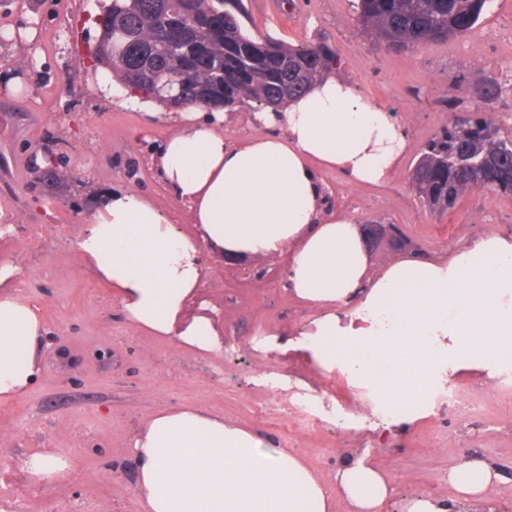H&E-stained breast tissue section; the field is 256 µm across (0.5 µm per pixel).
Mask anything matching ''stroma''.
I'll return each mask as SVG.
<instances>
[{"label":"stroma","mask_w":512,"mask_h":512,"mask_svg":"<svg viewBox=\"0 0 512 512\" xmlns=\"http://www.w3.org/2000/svg\"><path fill=\"white\" fill-rule=\"evenodd\" d=\"M255 37L292 44L326 40L342 75L365 99L394 113L409 150L384 185H353L331 171L320 176L336 209L366 224H397L422 257L452 256L489 237L512 242V197L475 190L443 216L422 208L410 186L421 146L451 117L441 101L457 76L512 75V56L490 34L512 25V0H491L480 26L448 43L406 52L363 39L351 0H285L276 18L260 0H245ZM98 0H0V77H21L17 95L0 90V259L20 268L14 289L38 303L44 324L36 382L0 403V467L6 471L0 512H141L134 435L161 410L195 407L288 449L325 479L366 456L394 492L381 512H404L410 498L451 500L449 472L465 459L512 466V396L500 395L490 362L458 359L452 381L484 398L466 418L424 413L378 418L368 389L336 364H320L314 324L322 308L289 295L286 257L254 255L227 265L209 247L198 256L208 275L197 301L211 308L231 355L181 345L175 337L131 328L111 286L85 262L78 241L100 190L150 198L183 234L199 231L155 167L129 177L134 164L169 135V125L121 108L91 80ZM33 26L38 39L15 48L7 32ZM54 153L49 168L38 159ZM265 278H256L258 270ZM306 396L334 403L322 428L290 429L274 415L279 401ZM269 415H261V408ZM52 452L65 469L43 477L25 466Z\"/></svg>","instance_id":"obj_1"}]
</instances>
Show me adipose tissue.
<instances>
[{"instance_id": "1", "label": "adipose tissue", "mask_w": 512, "mask_h": 512, "mask_svg": "<svg viewBox=\"0 0 512 512\" xmlns=\"http://www.w3.org/2000/svg\"><path fill=\"white\" fill-rule=\"evenodd\" d=\"M122 105L173 122L155 162L162 180L189 207L204 240L230 252L287 256L293 296L355 308L316 323L322 355L367 384L378 403L425 397L438 371L466 352L512 349V244L490 238L450 261L416 257L370 273L358 218L324 205L317 169L352 184L388 182L407 138L390 112L332 75L280 111L254 115L257 133L228 145L227 113L190 105L164 111L133 90L116 89ZM79 247L96 274L120 295L138 329L178 336L183 345L220 352L205 316L176 322L203 272L199 241L179 232L139 194L115 191L97 200ZM19 268L0 261V401L35 382L43 333L39 308L13 289ZM142 512H331L343 495L354 512H376L390 482L365 459L325 482L283 448L191 407L155 413L135 434ZM497 469L476 460L448 475L465 512L491 507Z\"/></svg>"}]
</instances>
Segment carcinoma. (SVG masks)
<instances>
[{
	"mask_svg": "<svg viewBox=\"0 0 512 512\" xmlns=\"http://www.w3.org/2000/svg\"><path fill=\"white\" fill-rule=\"evenodd\" d=\"M490 0H357V21L372 42L408 49L448 42L474 29ZM244 0H112L93 56L126 88L171 108L233 110L252 102L278 108L336 73L339 53L326 41L290 44L256 38ZM503 89L484 76L448 86L453 118L414 158L410 184L423 208L444 215L487 179L512 196V137L491 108ZM478 160L475 168L470 161Z\"/></svg>",
	"mask_w": 512,
	"mask_h": 512,
	"instance_id": "1",
	"label": "carcinoma"
}]
</instances>
